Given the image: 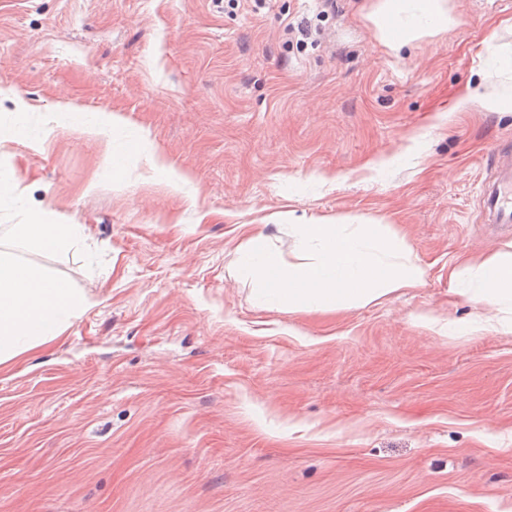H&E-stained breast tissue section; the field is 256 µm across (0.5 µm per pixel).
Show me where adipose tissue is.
Listing matches in <instances>:
<instances>
[{"label":"adipose tissue","instance_id":"1","mask_svg":"<svg viewBox=\"0 0 512 512\" xmlns=\"http://www.w3.org/2000/svg\"><path fill=\"white\" fill-rule=\"evenodd\" d=\"M446 0H419L417 17L405 33L393 36L395 45L402 46L422 35L425 28L440 31L448 28ZM478 282L470 292L471 299L487 309L484 317L472 318L464 324L466 333H481L488 329L512 333V253L496 254L477 266Z\"/></svg>","mask_w":512,"mask_h":512}]
</instances>
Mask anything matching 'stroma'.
Returning a JSON list of instances; mask_svg holds the SVG:
<instances>
[{
    "label": "stroma",
    "instance_id": "35a3bbf8",
    "mask_svg": "<svg viewBox=\"0 0 512 512\" xmlns=\"http://www.w3.org/2000/svg\"><path fill=\"white\" fill-rule=\"evenodd\" d=\"M447 2L396 49L376 0H0V163L87 234L22 256L88 298L0 365V512H512V335L448 328L476 311L450 272L512 249L481 206L512 0ZM478 82L503 111L453 110ZM312 220L423 284L266 305L238 245L294 261Z\"/></svg>",
    "mask_w": 512,
    "mask_h": 512
}]
</instances>
